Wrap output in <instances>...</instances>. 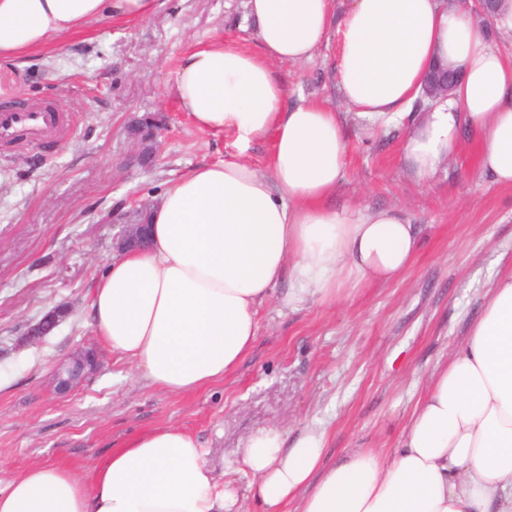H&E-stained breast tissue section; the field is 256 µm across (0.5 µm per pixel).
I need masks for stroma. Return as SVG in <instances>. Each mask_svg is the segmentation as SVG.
Returning <instances> with one entry per match:
<instances>
[{
  "mask_svg": "<svg viewBox=\"0 0 512 512\" xmlns=\"http://www.w3.org/2000/svg\"><path fill=\"white\" fill-rule=\"evenodd\" d=\"M245 0H160L144 20L95 22L52 50L0 64V103L50 100L74 116L70 137L44 150L0 143V489L35 464L90 478L124 440L176 427L207 448L240 504L253 506L242 463L251 435L325 429L327 459L355 448L391 453L438 364L467 336L499 274L512 265V186L480 174L469 129L462 148L421 183L404 161L410 115L377 124L342 100L337 40L275 72L299 99L336 108L347 133L336 208L395 207L424 243L402 278L344 289L336 301L291 309L276 286L257 310L258 332L237 370L197 392L169 395L105 346L91 325V290L112 251L108 217L158 203L168 182L198 164L241 153L233 136L194 125L165 96L190 46L215 35L254 47ZM134 116L165 124L148 171L128 164ZM68 315L37 344L25 333L55 306ZM84 348L98 368L73 392L52 367Z\"/></svg>",
  "mask_w": 512,
  "mask_h": 512,
  "instance_id": "stroma-1",
  "label": "stroma"
}]
</instances>
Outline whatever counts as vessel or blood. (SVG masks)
Masks as SVG:
<instances>
[{
  "instance_id": "b4317fda",
  "label": "vessel or blood",
  "mask_w": 512,
  "mask_h": 512,
  "mask_svg": "<svg viewBox=\"0 0 512 512\" xmlns=\"http://www.w3.org/2000/svg\"><path fill=\"white\" fill-rule=\"evenodd\" d=\"M73 131L69 115L50 102L23 107L0 106V140L25 133L34 143L62 139Z\"/></svg>"
}]
</instances>
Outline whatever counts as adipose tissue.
<instances>
[{"mask_svg":"<svg viewBox=\"0 0 512 512\" xmlns=\"http://www.w3.org/2000/svg\"><path fill=\"white\" fill-rule=\"evenodd\" d=\"M157 0H0V60L44 53L101 20L145 19ZM261 47L215 37L186 50L165 92L193 122L239 145L272 135L264 167L242 157L199 166L164 190L149 245L116 256L92 291L91 321L112 352L159 390L182 395L233 373L257 335V309L288 280L285 298L334 302L342 288L398 279L420 249V228L395 209L332 207L347 155L327 105H287L276 62L310 60L338 35L339 89L360 114L387 122L423 94L435 61L460 68L430 103L405 155L430 179L479 141L483 175L512 185V60L471 14L447 0H246ZM326 432L294 441L251 435L242 462L257 512H512V268L418 399L392 457L359 448L324 466ZM0 512H241L207 451L175 427L112 449L91 479L51 464L0 490Z\"/></svg>","mask_w":512,"mask_h":512,"instance_id":"1","label":"adipose tissue"}]
</instances>
